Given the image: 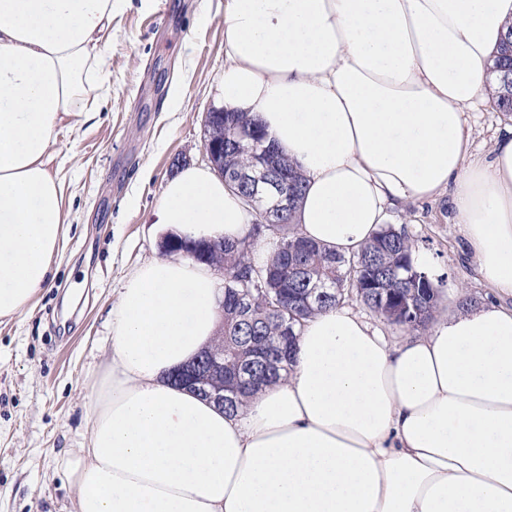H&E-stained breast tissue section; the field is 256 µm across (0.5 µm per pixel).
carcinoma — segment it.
I'll use <instances>...</instances> for the list:
<instances>
[{
    "label": "carcinoma",
    "mask_w": 512,
    "mask_h": 512,
    "mask_svg": "<svg viewBox=\"0 0 512 512\" xmlns=\"http://www.w3.org/2000/svg\"><path fill=\"white\" fill-rule=\"evenodd\" d=\"M499 49L494 106L507 115L512 113V29ZM213 132L224 138V152L229 155L224 164L225 184L242 198L252 195L261 149H272L274 144L268 142L261 126L242 113H224V124L216 125ZM281 163L296 188L288 216L272 223L274 217L267 210L273 200L261 194L254 201V219L243 238L222 245L198 242L193 255L224 276V320L212 349L224 355V387L229 396L224 411L229 413L242 406V397L290 370L291 356L269 371L260 358L264 348L279 342L284 327H299L311 315L339 306L354 294L387 320L401 301L413 300L415 329L424 330L433 322L440 301L439 287L417 268L410 238L403 229L380 225L373 239L349 257L325 252L297 236L294 219L303 179L288 158L281 157ZM267 238L276 240L277 250L269 262L259 265L252 253L255 245ZM309 288L325 289L332 297L293 304Z\"/></svg>",
    "instance_id": "carcinoma-1"
}]
</instances>
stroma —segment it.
Listing matches in <instances>:
<instances>
[{
	"instance_id": "35a3bbf8",
	"label": "stroma",
	"mask_w": 512,
	"mask_h": 512,
	"mask_svg": "<svg viewBox=\"0 0 512 512\" xmlns=\"http://www.w3.org/2000/svg\"><path fill=\"white\" fill-rule=\"evenodd\" d=\"M224 70V0H125L112 57L79 134L60 136L51 171L71 199L57 273L20 315L0 319V512H73L60 458L88 438L86 378L112 350V303L161 256L153 212L181 163L204 164L205 117ZM471 151L499 126L492 102L468 114ZM415 261L442 284L441 310L495 294L466 252L449 197L391 212Z\"/></svg>"
}]
</instances>
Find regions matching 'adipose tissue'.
<instances>
[{"instance_id": "obj_1", "label": "adipose tissue", "mask_w": 512, "mask_h": 512, "mask_svg": "<svg viewBox=\"0 0 512 512\" xmlns=\"http://www.w3.org/2000/svg\"><path fill=\"white\" fill-rule=\"evenodd\" d=\"M116 0H0V319L51 281L69 208L50 170L106 66ZM512 0H225L214 98L305 179L298 236L350 255L390 211L451 192L485 282L512 296V124L489 157L466 112L495 85ZM252 216L210 167L154 212L187 242ZM224 281L177 252L128 276L89 385L74 512H512V308L456 310L390 342L345 307L301 327L288 375L235 413L174 383L212 345Z\"/></svg>"}]
</instances>
